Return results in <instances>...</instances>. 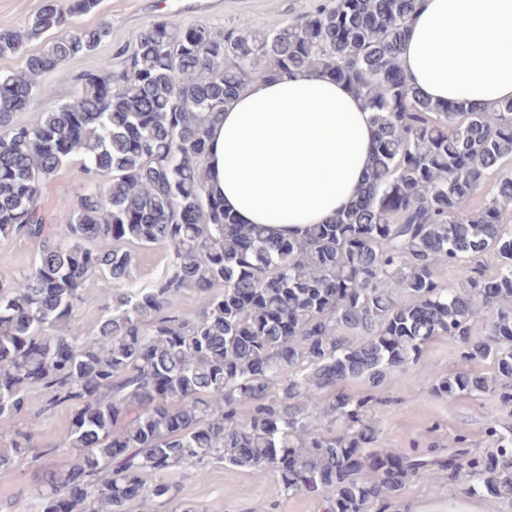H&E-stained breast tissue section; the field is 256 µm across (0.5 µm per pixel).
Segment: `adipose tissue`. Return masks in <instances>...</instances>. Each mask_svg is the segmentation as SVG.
I'll use <instances>...</instances> for the list:
<instances>
[{"instance_id": "obj_1", "label": "adipose tissue", "mask_w": 512, "mask_h": 512, "mask_svg": "<svg viewBox=\"0 0 512 512\" xmlns=\"http://www.w3.org/2000/svg\"><path fill=\"white\" fill-rule=\"evenodd\" d=\"M399 64L441 104L512 99V0H420ZM374 136L345 84L306 70L258 77L210 128L207 185L242 223L299 237L361 189Z\"/></svg>"}]
</instances>
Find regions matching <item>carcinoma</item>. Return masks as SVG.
I'll return each mask as SVG.
<instances>
[{"label": "carcinoma", "mask_w": 512, "mask_h": 512, "mask_svg": "<svg viewBox=\"0 0 512 512\" xmlns=\"http://www.w3.org/2000/svg\"><path fill=\"white\" fill-rule=\"evenodd\" d=\"M100 3L42 0L23 29L0 30V58L23 56L0 74V240L24 234L39 249L20 280L0 282V425L22 419L33 389L45 409L73 412L59 438L72 461L43 471L32 512H207L168 475L214 463L275 473L283 493L322 497L323 512H403L407 485L436 470L469 497L512 501L511 431L488 426L483 450L460 433L446 457L401 452L371 418L377 395L344 390L377 388L446 337L460 366L427 370L429 395L491 393L512 411V100L442 105L402 77L418 0H314L269 32L157 19L133 50L83 71L78 98L17 121L44 75L112 37L105 21L69 25ZM301 69L362 96L377 140L347 210L274 238L224 210L203 165L211 124L252 75ZM74 156L86 190L62 203V235L46 241L41 190ZM483 188V206L465 208ZM124 242L167 246L164 275L86 295L94 275L132 280ZM185 291L199 311L172 307ZM85 305L100 310L95 331L66 334ZM31 450V432L15 429L0 469Z\"/></svg>", "instance_id": "carcinoma-1"}]
</instances>
